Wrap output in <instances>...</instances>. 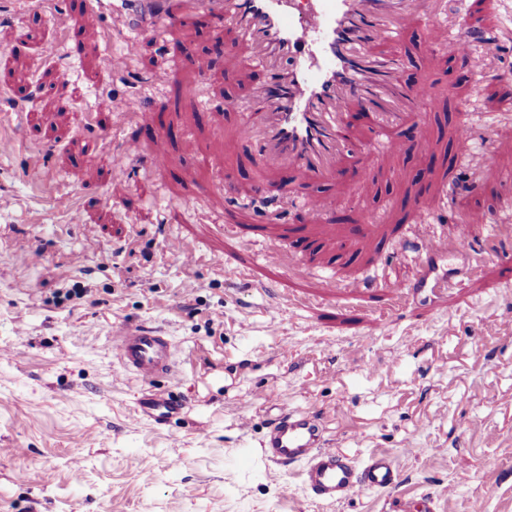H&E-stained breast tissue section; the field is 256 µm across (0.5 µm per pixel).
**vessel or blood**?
<instances>
[{"label":"vessel or blood","instance_id":"1","mask_svg":"<svg viewBox=\"0 0 512 512\" xmlns=\"http://www.w3.org/2000/svg\"><path fill=\"white\" fill-rule=\"evenodd\" d=\"M441 0H129L112 13V28L136 27L151 32L199 14H210L223 26L255 46L258 63L272 67L275 82L256 91L258 114L244 101L228 96L224 109L244 117V132L260 141L264 158L273 165H292L323 179L345 175L348 153L341 116L352 98L380 107L382 102L420 99L398 79L395 61L372 55L371 42L395 37L413 14L440 13ZM449 43L454 51L478 50L482 59L495 60L499 38H478L463 23H454ZM417 272L413 292L450 288L437 276V258L459 253L460 238L437 236L429 221L413 235ZM121 366L148 382L137 400L138 413L158 425L182 412L186 403L170 393L151 389L157 377H178L173 340L162 330L144 325H121L112 331ZM266 461L280 467L300 466L308 494L335 503L369 490L396 488L402 478L398 460L372 454L356 461L330 448L326 429L315 414L280 409L271 415L261 442Z\"/></svg>","mask_w":512,"mask_h":512}]
</instances>
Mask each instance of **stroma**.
<instances>
[{"mask_svg": "<svg viewBox=\"0 0 512 512\" xmlns=\"http://www.w3.org/2000/svg\"><path fill=\"white\" fill-rule=\"evenodd\" d=\"M113 2L56 0L30 16L0 0V138L16 141L0 155L11 200L0 210V512H404L425 495L435 512H512V240L495 242L487 224L473 247L506 262L474 275L448 255L454 292L385 309L388 288L416 274L402 243L417 200L448 237L461 211L492 207L512 222L501 99L512 88V0H470L477 22L507 36L487 78L443 47L438 19H407L396 40L373 44L431 100L389 122L396 139L418 132L393 157L375 143V114L350 102L351 183L265 165L241 135L225 96L251 99L273 73L235 31L202 14L116 33ZM114 57L125 67L111 69ZM109 96L135 99L138 116L102 111ZM129 139L141 156L116 172ZM157 153L168 167L153 166ZM467 181L475 193L446 196ZM228 185L232 206L210 211L206 195ZM60 193L78 201L80 223L56 208ZM311 200L326 223H307ZM184 240L197 244L196 263L180 258ZM273 245L300 267L265 263ZM328 276L339 289L319 287ZM289 294L298 304L279 305ZM380 312L385 327L365 343ZM142 322L176 345L179 377L158 387L189 403L161 428L137 417L143 384L112 348L114 327ZM282 407L319 412L331 447L357 459L398 458L400 485L335 504L309 497L299 469L261 458L268 415Z\"/></svg>", "mask_w": 512, "mask_h": 512, "instance_id": "35a3bbf8", "label": "stroma"}]
</instances>
